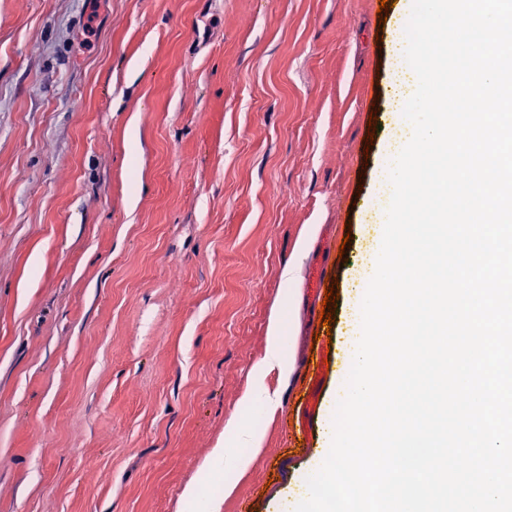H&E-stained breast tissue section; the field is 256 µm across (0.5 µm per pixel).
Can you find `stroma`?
Segmentation results:
<instances>
[{
	"label": "stroma",
	"instance_id": "stroma-1",
	"mask_svg": "<svg viewBox=\"0 0 512 512\" xmlns=\"http://www.w3.org/2000/svg\"><path fill=\"white\" fill-rule=\"evenodd\" d=\"M377 26L373 0H0V512H178L234 417L263 445L215 476L218 512L306 478L365 292L342 266L295 403L307 270L372 256L349 199L384 193L402 123ZM257 374L275 409L247 403ZM286 329L280 309H278L269 326L267 336V356L265 365L278 367L281 370L287 362V339Z\"/></svg>",
	"mask_w": 512,
	"mask_h": 512
}]
</instances>
